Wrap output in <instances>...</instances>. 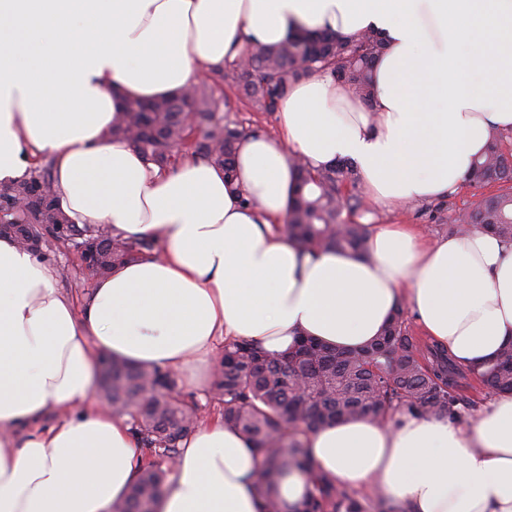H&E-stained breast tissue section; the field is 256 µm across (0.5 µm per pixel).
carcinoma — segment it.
<instances>
[{
  "label": "carcinoma",
  "instance_id": "obj_1",
  "mask_svg": "<svg viewBox=\"0 0 512 512\" xmlns=\"http://www.w3.org/2000/svg\"><path fill=\"white\" fill-rule=\"evenodd\" d=\"M382 46L374 32L356 37L308 32L275 47L255 44L245 61L201 74L179 96L126 101L112 134L125 137L162 168L176 166L190 153L224 169L225 180L231 182L236 144L246 132L218 114L214 88L232 86L258 110L274 112L292 82L327 70L369 106L375 97L371 68ZM511 138L497 128L490 130L485 152L473 162L472 181L499 188L472 209H448L449 233L460 235L479 227L512 240V152L504 148ZM293 164L311 190L289 211L283 233L307 252L333 248L365 254L366 225L343 218L362 205L352 191L358 181L352 164L343 161L311 169L301 156ZM0 210L8 219L0 223V236L11 237L24 249L41 235L42 224L57 217L63 223L44 243L64 242L80 229L68 223L58 206L49 165L31 170L16 183L0 184ZM80 230L85 239L95 240L100 227ZM111 240L112 245L96 248L92 255L101 275L157 249L155 238L113 232ZM102 363L100 393L112 405V413L132 416L131 433L143 451L140 476L119 512H156L170 463L178 462L191 424L206 412L180 393L178 376L170 370L134 366L110 356ZM463 379L444 350L409 331L400 309L382 335L360 352L327 348L310 339L285 355L267 353L247 340L227 344L215 367L213 398L224 424L247 436L261 458L252 486L263 500V512H280L272 494L278 480L294 470H311L302 435L343 419L379 423L395 409L453 419L468 405L461 395ZM479 382L498 392H512V347L479 375ZM300 512L368 510L350 490L320 480Z\"/></svg>",
  "mask_w": 512,
  "mask_h": 512
}]
</instances>
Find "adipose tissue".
Returning <instances> with one entry per match:
<instances>
[{
	"mask_svg": "<svg viewBox=\"0 0 512 512\" xmlns=\"http://www.w3.org/2000/svg\"><path fill=\"white\" fill-rule=\"evenodd\" d=\"M306 30L380 35L373 106L327 72L293 83L280 139L239 141L236 188L205 160L162 171L109 136L125 99L180 93L251 43ZM494 127L512 130V0H0V183L48 155L75 224L162 245L78 305L52 265L0 237V512H112L125 499L140 451L128 416L93 397L103 353L201 389L225 344L360 350L405 307L458 368L483 371L512 345V242L373 224L366 256H312L281 226L291 154L351 160L369 198L398 207L458 191ZM303 441L315 473L406 512H512V393L470 420L400 411ZM258 462L252 441L209 418L157 512H262Z\"/></svg>",
	"mask_w": 512,
	"mask_h": 512,
	"instance_id": "ef3b65f1",
	"label": "adipose tissue"
}]
</instances>
